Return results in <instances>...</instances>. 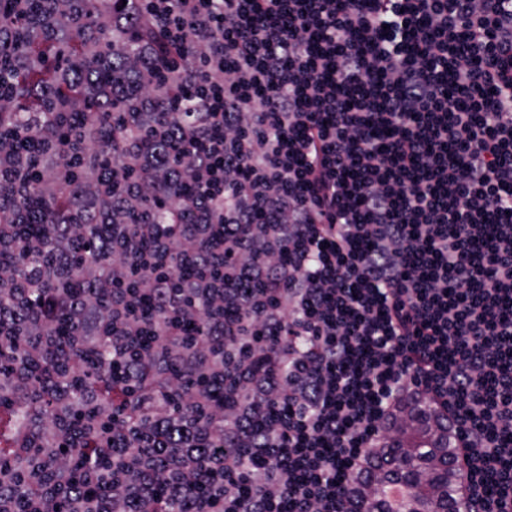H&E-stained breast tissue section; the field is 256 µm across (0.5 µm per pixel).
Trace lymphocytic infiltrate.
Masks as SVG:
<instances>
[{
    "label": "lymphocytic infiltrate",
    "mask_w": 512,
    "mask_h": 512,
    "mask_svg": "<svg viewBox=\"0 0 512 512\" xmlns=\"http://www.w3.org/2000/svg\"><path fill=\"white\" fill-rule=\"evenodd\" d=\"M95 2L0 12V127L27 112L42 147L0 137V254L52 255L0 268L32 411L9 451L56 448L0 512H347L409 398L454 440L460 512H512V0ZM103 339L80 394L32 377ZM51 210L52 206L46 200L38 196L33 199L30 203V221L27 224H19L20 234L27 236L36 233Z\"/></svg>",
    "instance_id": "1"
}]
</instances>
